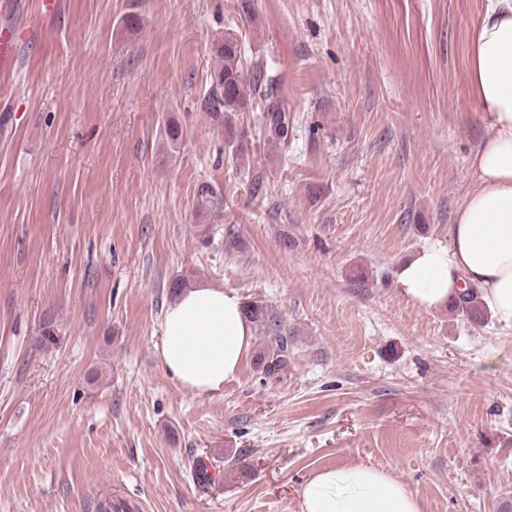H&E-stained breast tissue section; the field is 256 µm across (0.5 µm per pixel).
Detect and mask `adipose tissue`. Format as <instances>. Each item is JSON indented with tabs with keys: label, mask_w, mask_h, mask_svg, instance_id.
<instances>
[{
	"label": "adipose tissue",
	"mask_w": 512,
	"mask_h": 512,
	"mask_svg": "<svg viewBox=\"0 0 512 512\" xmlns=\"http://www.w3.org/2000/svg\"><path fill=\"white\" fill-rule=\"evenodd\" d=\"M471 117L485 136L468 175L447 243H431L395 275L399 294L424 309L448 305L467 288L498 323L512 327V0H486L468 45ZM157 347L166 373L184 390L204 395L234 379L253 340L239 296L199 283L166 307ZM300 512H421L418 499L386 471L355 464L312 473Z\"/></svg>",
	"instance_id": "ef3b65f1"
}]
</instances>
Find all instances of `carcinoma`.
I'll return each mask as SVG.
<instances>
[{"label": "carcinoma", "mask_w": 512, "mask_h": 512, "mask_svg": "<svg viewBox=\"0 0 512 512\" xmlns=\"http://www.w3.org/2000/svg\"><path fill=\"white\" fill-rule=\"evenodd\" d=\"M213 55L209 87L200 101V111L221 130L227 160L240 164L248 156L251 143L240 122V113L258 97L265 101V109L259 117L264 143L271 150L287 146L293 134V119L274 99L271 79L266 77L260 65L247 66L236 35L231 32L224 34V39L216 42ZM181 139L180 126L175 122L168 123L165 135L167 151L171 154L177 152ZM244 308L251 322L266 332L255 356L257 368L265 377L281 375L288 368L290 356V336L283 320L259 301L247 302ZM449 310L477 325L484 324L489 317L477 293L470 289L462 293Z\"/></svg>", "instance_id": "carcinoma-1"}]
</instances>
